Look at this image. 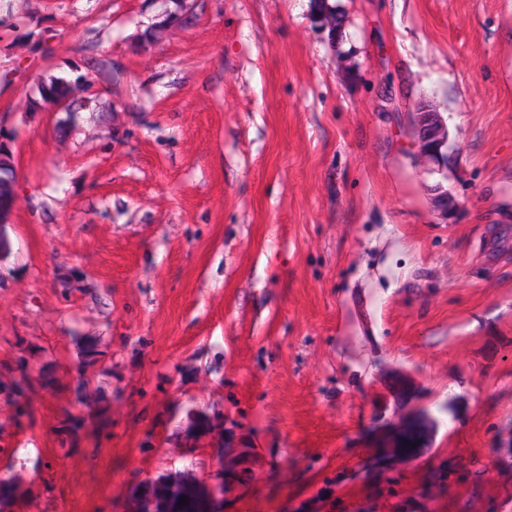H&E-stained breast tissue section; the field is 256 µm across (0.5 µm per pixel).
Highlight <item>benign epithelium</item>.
Here are the masks:
<instances>
[{
    "mask_svg": "<svg viewBox=\"0 0 512 512\" xmlns=\"http://www.w3.org/2000/svg\"><path fill=\"white\" fill-rule=\"evenodd\" d=\"M414 127L415 153L425 159L438 172L448 171V165L454 159L449 151L448 125L435 106L423 101L419 103L411 113ZM15 182L14 171H9V177L0 180V219L6 211V206L11 202L12 187ZM436 208L443 217L458 206L456 200L441 185L431 189Z\"/></svg>",
    "mask_w": 512,
    "mask_h": 512,
    "instance_id": "benign-epithelium-1",
    "label": "benign epithelium"
}]
</instances>
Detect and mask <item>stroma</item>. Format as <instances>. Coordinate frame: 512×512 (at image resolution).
<instances>
[{
    "label": "stroma",
    "instance_id": "stroma-1",
    "mask_svg": "<svg viewBox=\"0 0 512 512\" xmlns=\"http://www.w3.org/2000/svg\"><path fill=\"white\" fill-rule=\"evenodd\" d=\"M329 2L0 0V512H512V0ZM63 82V81H62ZM61 79H56L50 82L49 85H45L43 91H42V97L45 100H49L56 95H63L66 93L64 84L67 86L68 91L67 94L63 97H59L55 100L50 101V105L55 109L56 112L60 111H66L68 108H70L71 103L73 102L72 94L73 90H75L74 87H72L70 82L62 83ZM414 127L415 153L425 159L438 172H448V165L455 158L449 151L448 125L435 106L420 102L411 112Z\"/></svg>",
    "mask_w": 512,
    "mask_h": 512
}]
</instances>
